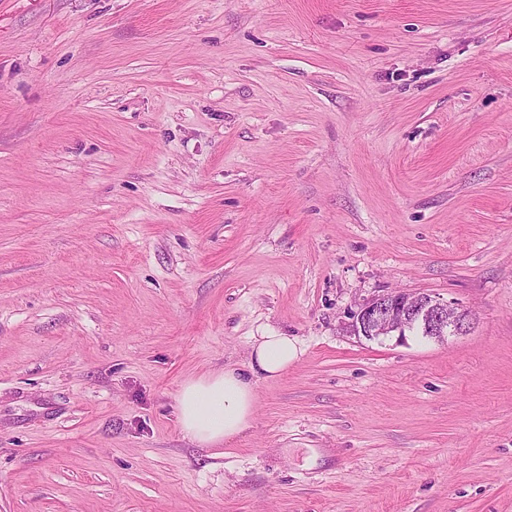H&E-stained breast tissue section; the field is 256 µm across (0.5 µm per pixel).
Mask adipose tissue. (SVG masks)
I'll return each instance as SVG.
<instances>
[{
    "label": "adipose tissue",
    "instance_id": "ef3b65f1",
    "mask_svg": "<svg viewBox=\"0 0 512 512\" xmlns=\"http://www.w3.org/2000/svg\"><path fill=\"white\" fill-rule=\"evenodd\" d=\"M298 357L295 340L266 331L254 338L245 367L227 366L186 382L177 399L185 437L208 448L230 444L252 426L259 381L278 377Z\"/></svg>",
    "mask_w": 512,
    "mask_h": 512
}]
</instances>
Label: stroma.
I'll list each match as a JSON object with an SVG mask.
<instances>
[{"mask_svg": "<svg viewBox=\"0 0 512 512\" xmlns=\"http://www.w3.org/2000/svg\"><path fill=\"white\" fill-rule=\"evenodd\" d=\"M0 512H512V0H0ZM350 331L368 340H380L397 333L405 337L406 329L420 328L425 337L437 341L461 335L470 329L468 311L454 309L427 293L386 292L364 301L351 313ZM298 357L295 340L266 330L253 338L244 368L225 366L186 382L177 399L185 437L208 448L230 445L252 426L258 382L278 377Z\"/></svg>", "mask_w": 512, "mask_h": 512, "instance_id": "1", "label": "stroma"}]
</instances>
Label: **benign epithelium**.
Here are the masks:
<instances>
[{"instance_id": "1", "label": "benign epithelium", "mask_w": 512, "mask_h": 512, "mask_svg": "<svg viewBox=\"0 0 512 512\" xmlns=\"http://www.w3.org/2000/svg\"><path fill=\"white\" fill-rule=\"evenodd\" d=\"M468 311L454 309L448 302L427 293L386 292L364 301L351 313L350 331L368 340L392 335L401 339L406 330L419 328L425 337L442 341L470 329Z\"/></svg>"}]
</instances>
